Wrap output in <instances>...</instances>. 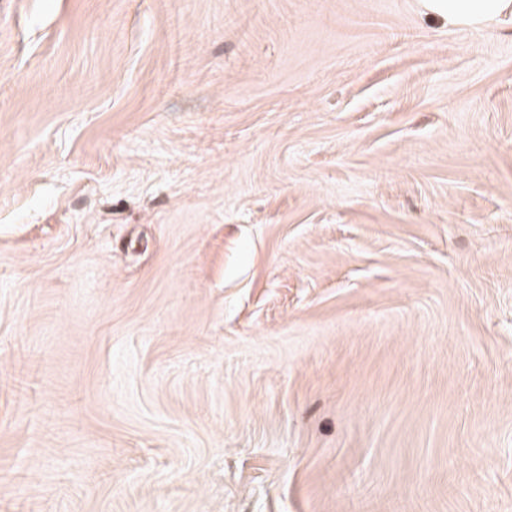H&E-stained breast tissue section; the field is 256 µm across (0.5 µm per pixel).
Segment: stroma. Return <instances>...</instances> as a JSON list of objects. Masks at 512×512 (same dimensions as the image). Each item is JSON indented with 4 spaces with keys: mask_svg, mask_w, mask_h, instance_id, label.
Returning a JSON list of instances; mask_svg holds the SVG:
<instances>
[{
    "mask_svg": "<svg viewBox=\"0 0 512 512\" xmlns=\"http://www.w3.org/2000/svg\"><path fill=\"white\" fill-rule=\"evenodd\" d=\"M0 512H512V25L0 0Z\"/></svg>",
    "mask_w": 512,
    "mask_h": 512,
    "instance_id": "1",
    "label": "stroma"
}]
</instances>
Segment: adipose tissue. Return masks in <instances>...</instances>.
Listing matches in <instances>:
<instances>
[{
    "instance_id": "1",
    "label": "adipose tissue",
    "mask_w": 512,
    "mask_h": 512,
    "mask_svg": "<svg viewBox=\"0 0 512 512\" xmlns=\"http://www.w3.org/2000/svg\"><path fill=\"white\" fill-rule=\"evenodd\" d=\"M422 6L455 28L512 23V0H423Z\"/></svg>"
}]
</instances>
